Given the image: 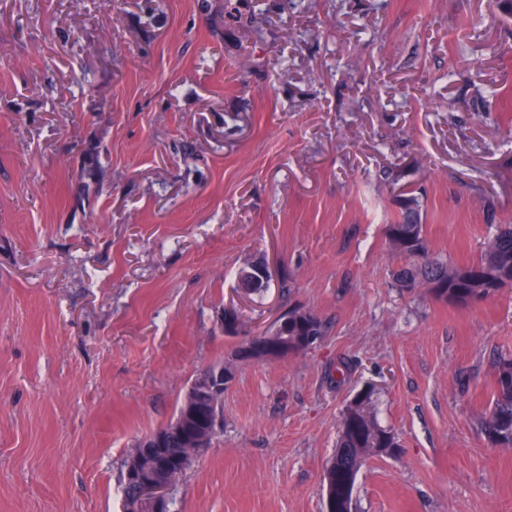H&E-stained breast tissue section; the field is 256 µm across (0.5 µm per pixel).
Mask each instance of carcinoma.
Masks as SVG:
<instances>
[{"label":"carcinoma","mask_w":512,"mask_h":512,"mask_svg":"<svg viewBox=\"0 0 512 512\" xmlns=\"http://www.w3.org/2000/svg\"><path fill=\"white\" fill-rule=\"evenodd\" d=\"M406 205L385 225L391 251L405 264L395 272L397 288L410 294L424 288L432 298L456 306H469L476 298L483 300L512 289V224H501L488 240L477 261L458 266L443 261L431 253L429 241L420 223L422 204L419 193L410 189ZM260 262H252L238 272V287L247 294L263 290L254 284ZM292 321L288 330L271 325L253 338L256 346L271 345L281 350V357L295 352L303 336L325 334L326 322L296 306L288 310ZM495 395L488 410L477 421L481 434L492 448H512V357L500 358L494 366ZM376 389L367 385L345 406L341 416L339 440L331 459L336 482L334 512H344L350 506L357 475L371 458H394L399 443L393 431L381 425L375 414ZM182 437L172 439L165 454L174 462L171 476L180 477L179 463L190 456Z\"/></svg>","instance_id":"carcinoma-1"}]
</instances>
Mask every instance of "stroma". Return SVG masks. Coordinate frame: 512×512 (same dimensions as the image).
<instances>
[{
  "label": "stroma",
  "instance_id": "1",
  "mask_svg": "<svg viewBox=\"0 0 512 512\" xmlns=\"http://www.w3.org/2000/svg\"><path fill=\"white\" fill-rule=\"evenodd\" d=\"M410 187L438 258L512 224V0H0V512H125L136 441L298 305L326 335L238 363L171 512H324L364 384L402 451L356 512H512L475 425L512 291L396 288Z\"/></svg>",
  "mask_w": 512,
  "mask_h": 512
}]
</instances>
